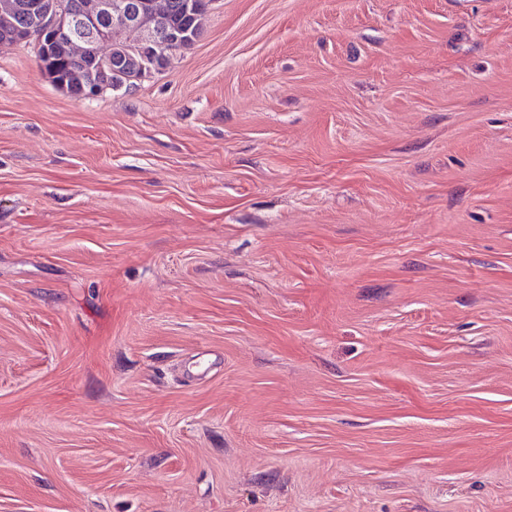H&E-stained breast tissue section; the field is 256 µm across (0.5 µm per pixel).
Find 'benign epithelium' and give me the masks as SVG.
I'll use <instances>...</instances> for the list:
<instances>
[{"mask_svg":"<svg viewBox=\"0 0 512 512\" xmlns=\"http://www.w3.org/2000/svg\"><path fill=\"white\" fill-rule=\"evenodd\" d=\"M169 10L168 0H76L53 17H32V22L21 28V36L1 39L0 45L34 39L47 50L58 42L72 68L84 70L112 62L114 39L134 33L142 50L162 62L192 42L189 35H169Z\"/></svg>","mask_w":512,"mask_h":512,"instance_id":"7a95c632","label":"benign epithelium"}]
</instances>
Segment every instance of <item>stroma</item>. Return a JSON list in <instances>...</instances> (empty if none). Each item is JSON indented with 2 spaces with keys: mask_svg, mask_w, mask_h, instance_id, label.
<instances>
[{
  "mask_svg": "<svg viewBox=\"0 0 512 512\" xmlns=\"http://www.w3.org/2000/svg\"><path fill=\"white\" fill-rule=\"evenodd\" d=\"M0 512H512V0L0 48Z\"/></svg>",
  "mask_w": 512,
  "mask_h": 512,
  "instance_id": "35a3bbf8",
  "label": "stroma"
}]
</instances>
